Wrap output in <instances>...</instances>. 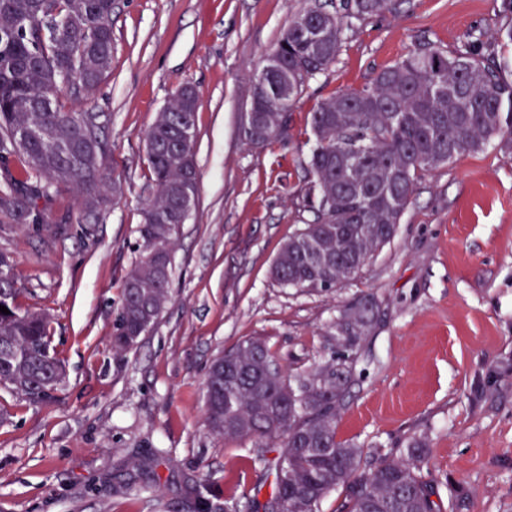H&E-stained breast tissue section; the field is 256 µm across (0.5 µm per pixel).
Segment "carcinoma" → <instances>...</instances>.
<instances>
[{
	"instance_id": "cac0c4a2",
	"label": "carcinoma",
	"mask_w": 512,
	"mask_h": 512,
	"mask_svg": "<svg viewBox=\"0 0 512 512\" xmlns=\"http://www.w3.org/2000/svg\"><path fill=\"white\" fill-rule=\"evenodd\" d=\"M392 0H341L336 12L302 11L311 23L288 29L275 47L288 93L273 76L255 96L262 146L290 136L291 113L311 80L335 65L344 31L379 15ZM512 25L496 45L467 34L452 51L430 42L382 67L361 89L333 93L309 112L314 138L306 203L314 218L284 243L271 273L282 286L331 291L350 279L347 265L366 264L390 243L421 176L499 140L512 149ZM112 68V0H0V224H43L55 195L82 192V218L100 221L108 180V117L63 112V89L92 100ZM199 97L181 85L146 134L153 193L139 234V260L125 275L112 348H130L156 324L170 298L171 250L182 220L178 203L198 190L195 141ZM14 261L0 251V387L42 402L54 397L65 369L47 314L21 307ZM380 309L372 296L346 305L336 323V354L305 376L285 374L264 340L239 343L209 366L205 422L226 440L259 441L257 461L271 478L264 512H319L342 490L336 512H455L437 479L423 475L424 435L404 448L377 451L342 442L336 421L356 377V351ZM275 453L272 458L269 453Z\"/></svg>"
}]
</instances>
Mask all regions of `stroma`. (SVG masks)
<instances>
[{"label":"stroma","instance_id":"1","mask_svg":"<svg viewBox=\"0 0 512 512\" xmlns=\"http://www.w3.org/2000/svg\"><path fill=\"white\" fill-rule=\"evenodd\" d=\"M340 0H113L112 69L88 111L105 113L118 188L93 234L75 191L65 235L12 227L25 308L47 313L67 382L48 402L0 389V512H251L270 491L252 439L222 440L204 421V380L220 353L259 336L281 367L304 374L336 350V321L372 295L382 307L360 350L365 368L337 438L401 448L427 432L428 470L464 512H512V151L498 143L425 174L390 243L343 287H281L271 263L312 220L304 207L307 115L359 89L428 40L452 50L512 23L501 0H402L354 21L338 60L292 112L288 140L240 137L253 80L288 23ZM199 93L198 195L171 257L172 298L133 349L112 348L124 277L140 256L151 191L145 134L175 88ZM157 461L155 472L131 462Z\"/></svg>","mask_w":512,"mask_h":512}]
</instances>
